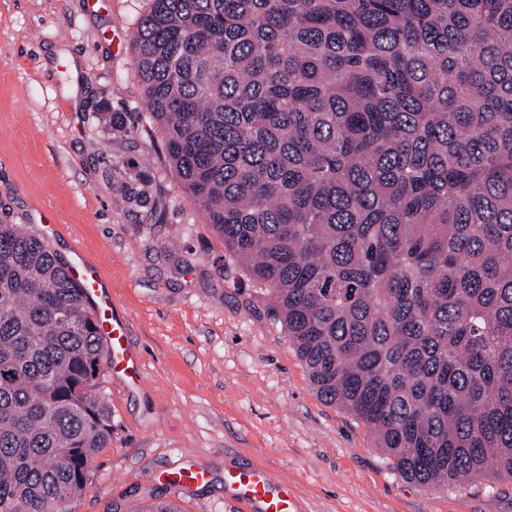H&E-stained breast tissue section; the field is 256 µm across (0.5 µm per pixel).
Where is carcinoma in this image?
<instances>
[{"label": "carcinoma", "mask_w": 512, "mask_h": 512, "mask_svg": "<svg viewBox=\"0 0 512 512\" xmlns=\"http://www.w3.org/2000/svg\"><path fill=\"white\" fill-rule=\"evenodd\" d=\"M133 52L317 396L407 480H512V0H150ZM105 356L45 239L0 224V512H77Z\"/></svg>", "instance_id": "obj_1"}]
</instances>
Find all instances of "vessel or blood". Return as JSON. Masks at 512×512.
<instances>
[{"label": "vessel or blood", "mask_w": 512, "mask_h": 512, "mask_svg": "<svg viewBox=\"0 0 512 512\" xmlns=\"http://www.w3.org/2000/svg\"><path fill=\"white\" fill-rule=\"evenodd\" d=\"M71 277L84 289L86 301L95 315L99 332L110 353L113 368L135 376L138 354L131 348L125 323L112 312L104 282L95 266L71 267ZM224 490L251 512H299L291 489L273 484L267 472L258 467H239L224 474Z\"/></svg>", "instance_id": "vessel-or-blood-1"}]
</instances>
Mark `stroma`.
Returning a JSON list of instances; mask_svg holds the SVG:
<instances>
[{"label":"stroma","instance_id":"35a3bbf8","mask_svg":"<svg viewBox=\"0 0 512 512\" xmlns=\"http://www.w3.org/2000/svg\"><path fill=\"white\" fill-rule=\"evenodd\" d=\"M149 0H0V220L42 235L65 265L100 272L140 376L101 363L112 437L78 512L176 500L242 512L226 470L256 465L299 512H512V482L445 490L394 471L364 424L320 400L224 241L186 199L148 124L132 45ZM207 482L177 488L179 469Z\"/></svg>","mask_w":512,"mask_h":512}]
</instances>
